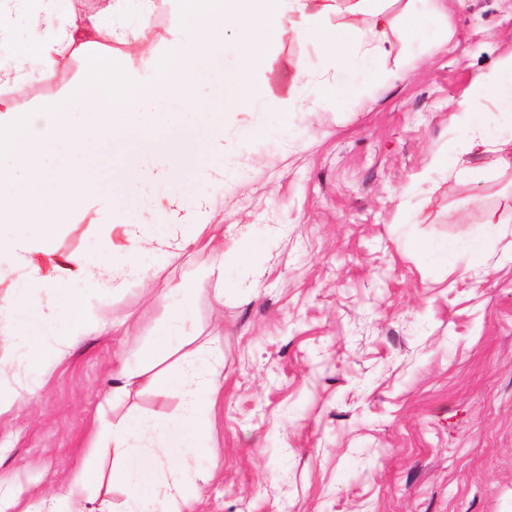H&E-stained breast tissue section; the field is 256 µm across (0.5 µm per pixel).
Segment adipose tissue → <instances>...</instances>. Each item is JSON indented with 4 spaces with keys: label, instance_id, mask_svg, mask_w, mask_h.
Returning <instances> with one entry per match:
<instances>
[{
    "label": "adipose tissue",
    "instance_id": "ef3b65f1",
    "mask_svg": "<svg viewBox=\"0 0 512 512\" xmlns=\"http://www.w3.org/2000/svg\"><path fill=\"white\" fill-rule=\"evenodd\" d=\"M183 17V32L176 35L166 54L155 61L153 78L116 67L112 41L145 53L144 33L150 28L155 0H105L101 14L111 18L103 25L95 14H71L62 21L43 0H26V15L33 40L21 47L14 63L0 67V87L30 82L34 75L50 76L73 57H81L86 76L61 96L34 104L14 94L0 99V259L22 270L25 292L13 304L16 323L25 340L29 365L45 368L64 361L85 336L102 332L104 322L92 312L87 294L70 293L71 279H82L91 289L105 280L139 272L140 252L153 249L177 258L187 246L175 234L144 237L136 224L124 227L128 247L122 260L112 250L87 258L72 255L55 259L54 244L63 220L94 215L104 229H112L121 216L128 191L158 182L182 180L191 172L196 180L189 194L170 198L167 217L192 218L209 198L216 175L222 174L224 128L230 114L273 102L272 90L255 78L267 63L265 51L284 27L291 25L302 37H317L326 56L347 71L359 69L369 57L390 54L387 38L390 20L385 0H176ZM372 18L371 28L330 27L328 17L340 8ZM233 51L236 68L215 76L202 61L219 63ZM224 84L222 95L205 92L214 78ZM495 101L512 112V59L491 77L477 78L458 104L456 116L466 134L468 151L488 153L496 170H512V135L490 138L482 120L485 101ZM211 131V149H204L188 134V127ZM126 146L120 163L110 166L116 187L104 196L87 170V158L99 148ZM181 305L168 320L167 334L140 352L141 365L120 368L112 374V394L119 397L132 388L178 390L184 402L183 421L204 438L217 389L202 366L204 353L193 348L186 331L191 316L183 300L189 288H173ZM63 322L66 334L59 346L48 349L43 327ZM187 350L180 371L163 369V362ZM175 423L154 416L134 422L100 420L92 446L97 456L112 460L110 476L88 463L71 478L60 497L66 512H140L141 476L133 467L136 457L151 463L155 496L165 512H185L197 492L188 488L173 450ZM110 480L126 493L123 502L109 499L91 505L86 489Z\"/></svg>",
    "mask_w": 512,
    "mask_h": 512
}]
</instances>
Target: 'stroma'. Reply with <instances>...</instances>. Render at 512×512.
I'll list each match as a JSON object with an SVG mask.
<instances>
[{
  "label": "stroma",
  "instance_id": "35a3bbf8",
  "mask_svg": "<svg viewBox=\"0 0 512 512\" xmlns=\"http://www.w3.org/2000/svg\"><path fill=\"white\" fill-rule=\"evenodd\" d=\"M445 4L387 0L394 49L364 73L285 30L256 78L297 88L304 107L233 114L251 136L226 138L211 199L175 226L191 238L217 224L229 243L246 224L252 238L250 254L224 258L223 304L204 284L189 295L219 388L207 437L177 451L198 491L191 512H512V234L483 223L512 212V171L446 152L463 137L460 100L512 57V0ZM84 76L74 58L18 92L41 103ZM347 84L355 93L337 94ZM465 167L480 179L458 178ZM416 237L449 240L453 254L411 251ZM99 249L90 218L62 225L57 256ZM140 262L152 293L137 275L94 293L109 329L48 371L18 362L1 312L19 273L0 265V358L16 362L0 398L31 389L0 414V488L27 512H46L90 455L97 416L182 415L173 391L114 399L112 369L137 364L167 322L169 288L214 259L192 245Z\"/></svg>",
  "mask_w": 512,
  "mask_h": 512
}]
</instances>
